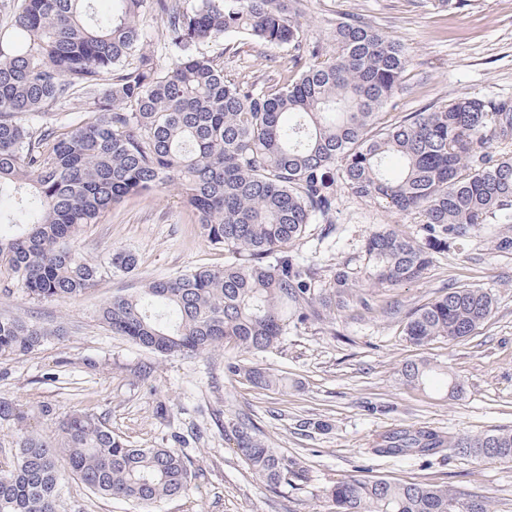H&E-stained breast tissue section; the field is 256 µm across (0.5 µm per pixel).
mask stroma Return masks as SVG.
Returning <instances> with one entry per match:
<instances>
[{"label": "stroma", "instance_id": "obj_1", "mask_svg": "<svg viewBox=\"0 0 512 512\" xmlns=\"http://www.w3.org/2000/svg\"><path fill=\"white\" fill-rule=\"evenodd\" d=\"M353 16L392 36L410 56L393 115L465 95L512 102V0H469L462 9L441 0H301L298 20L304 38L324 42L338 22ZM270 55L280 72L291 71L287 48L226 39L224 75L256 78ZM381 225L412 239L423 235L416 219L342 190L332 223L309 225L295 252L326 286L337 269L360 266L366 235ZM498 230L484 225L434 254L420 278L395 288L364 287L361 299L327 310L324 321L252 357V364L288 378L286 389L262 390L227 372L228 363L242 359L234 345L191 358L163 357L100 323L103 303L147 279L228 260L203 237L177 189L126 198L76 241L88 262L104 268L81 296L36 300L0 272L1 314L62 330L33 354L0 358V398L27 411L28 430L44 438L53 437L65 415L88 412L134 447L184 449L199 472L190 497L139 506L96 496L67 474L59 512H331L326 489L354 475L446 487L460 501L479 496L492 512H512V461L478 465L448 447L425 457L375 450L380 436L409 426L452 438L512 429V253L493 251ZM116 250L134 252L137 270H109ZM451 285L487 291L491 317L466 340L412 344L403 333L406 315ZM421 361L447 366L462 384L460 394L407 385L403 365ZM44 405L51 415L41 414ZM244 417L266 447L304 460L301 477L273 490L253 478L235 439L224 433ZM304 421L313 429L300 431Z\"/></svg>", "mask_w": 512, "mask_h": 512}]
</instances>
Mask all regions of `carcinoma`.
Segmentation results:
<instances>
[{
  "label": "carcinoma",
  "instance_id": "1",
  "mask_svg": "<svg viewBox=\"0 0 512 512\" xmlns=\"http://www.w3.org/2000/svg\"><path fill=\"white\" fill-rule=\"evenodd\" d=\"M296 0H18L0 24V269L34 299L82 295L101 267L74 246L126 197L170 186L201 233L230 260L104 303L114 335L161 356L192 357L231 343L258 355L322 319L328 303L369 281L383 288L418 279L432 254L486 224L512 225V104L460 97L388 118L410 57L360 17L336 25L328 45L303 37ZM163 21L168 61L144 48L141 21ZM242 35L290 47L298 70L254 80L224 77V53L206 48ZM79 100L88 117L49 120ZM414 216L424 237L372 230L362 266L336 272L329 290L293 252L309 224H329L338 187ZM134 254L110 261L130 272ZM493 301L461 285L410 313L415 345L465 340ZM54 332L0 315V357L29 355ZM261 389L286 385L261 367L227 364ZM434 368L403 366L424 387ZM26 413L0 400V420ZM254 425L228 429L253 476L268 488L304 472L302 461L264 447ZM483 464L512 461V430L447 441L420 428L386 435L376 452L428 455L443 446ZM94 494L152 504L188 496L196 473L179 448H135L94 414L73 412L46 441L20 431L13 464L0 470V512H56L57 455ZM333 512H460L456 494L428 484L351 476L326 490Z\"/></svg>",
  "mask_w": 512,
  "mask_h": 512
}]
</instances>
